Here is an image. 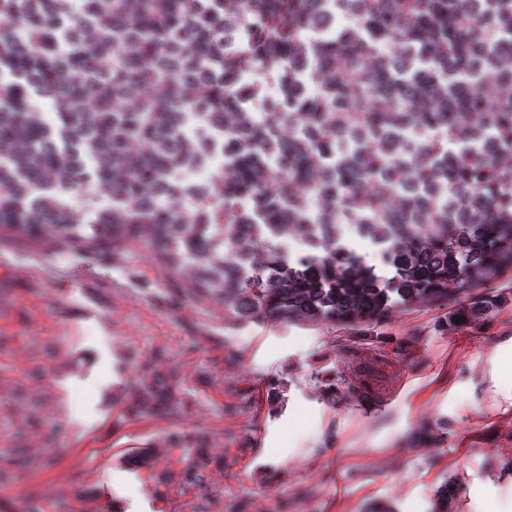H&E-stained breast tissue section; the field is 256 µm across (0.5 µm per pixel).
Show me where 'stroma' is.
<instances>
[{
	"mask_svg": "<svg viewBox=\"0 0 512 512\" xmlns=\"http://www.w3.org/2000/svg\"><path fill=\"white\" fill-rule=\"evenodd\" d=\"M178 286L140 244L0 239V512H98L104 490L121 512H429L447 482L452 512H512V402L490 390L512 268L473 290L502 306L460 329L450 301L243 323ZM148 363L180 375L178 419L130 412ZM177 427L207 442L208 495L181 483ZM144 447L155 468L131 473Z\"/></svg>",
	"mask_w": 512,
	"mask_h": 512,
	"instance_id": "stroma-1",
	"label": "stroma"
}]
</instances>
